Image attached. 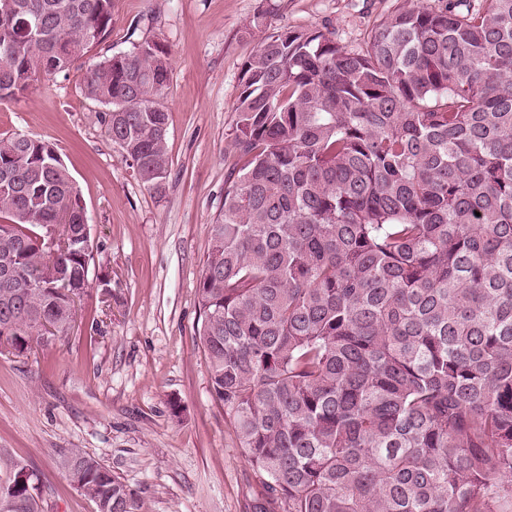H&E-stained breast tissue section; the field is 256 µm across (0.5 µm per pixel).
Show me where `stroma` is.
Returning a JSON list of instances; mask_svg holds the SVG:
<instances>
[{
	"mask_svg": "<svg viewBox=\"0 0 512 512\" xmlns=\"http://www.w3.org/2000/svg\"><path fill=\"white\" fill-rule=\"evenodd\" d=\"M404 0H113L112 30L81 68L0 101V137L54 145L87 214L94 258L69 335L0 355V457L39 478L43 512H96L57 469L80 448L137 490L142 512H267L196 338L197 289L233 147L241 67L276 27H317L359 48ZM142 37L171 51L169 177L146 189L108 137L104 105L86 98L85 69ZM183 408L173 417L171 400Z\"/></svg>",
	"mask_w": 512,
	"mask_h": 512,
	"instance_id": "stroma-1",
	"label": "stroma"
}]
</instances>
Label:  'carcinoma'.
Returning a JSON list of instances; mask_svg holds the SVG:
<instances>
[{
    "label": "carcinoma",
    "instance_id": "1",
    "mask_svg": "<svg viewBox=\"0 0 512 512\" xmlns=\"http://www.w3.org/2000/svg\"><path fill=\"white\" fill-rule=\"evenodd\" d=\"M15 3L1 100L71 70L112 27V0ZM255 26L239 168L198 287L211 392L243 456L284 512H512V0H405L355 50L262 14ZM170 74L168 48L143 38L83 76L157 195ZM80 201L52 143L0 138L9 354L74 327L93 260ZM55 462L80 466L97 512H141L82 449ZM2 467L0 512H41L38 476Z\"/></svg>",
    "mask_w": 512,
    "mask_h": 512
}]
</instances>
